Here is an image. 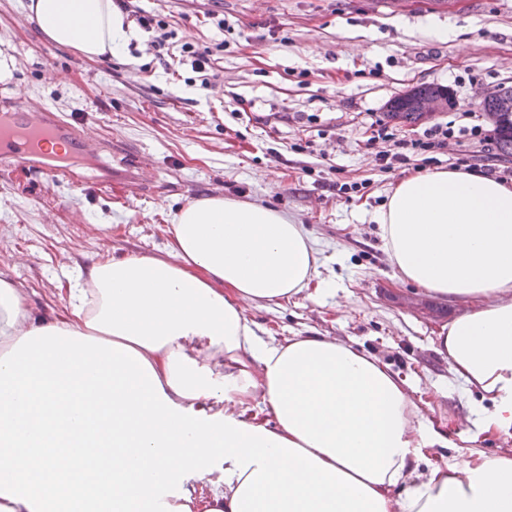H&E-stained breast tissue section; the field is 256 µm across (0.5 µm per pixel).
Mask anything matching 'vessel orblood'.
Returning <instances> with one entry per match:
<instances>
[{
    "label": "vessel or blood",
    "mask_w": 512,
    "mask_h": 512,
    "mask_svg": "<svg viewBox=\"0 0 512 512\" xmlns=\"http://www.w3.org/2000/svg\"><path fill=\"white\" fill-rule=\"evenodd\" d=\"M87 139L84 126L64 120L45 108L0 115V156L17 166H37L50 178L69 175L70 169L67 155L47 152V145L58 141L79 150Z\"/></svg>",
    "instance_id": "obj_1"
}]
</instances>
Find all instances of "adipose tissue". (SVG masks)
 <instances>
[{"mask_svg":"<svg viewBox=\"0 0 512 512\" xmlns=\"http://www.w3.org/2000/svg\"><path fill=\"white\" fill-rule=\"evenodd\" d=\"M26 10L91 61L139 36L112 0ZM372 219L401 282L469 303L437 350L485 401L477 435L512 436V185L418 172ZM169 234L67 274L48 318L0 279V512H512V454L426 462L438 439L377 354L259 336L244 305L333 289L303 224L207 196Z\"/></svg>","mask_w":512,"mask_h":512,"instance_id":"obj_1","label":"adipose tissue"}]
</instances>
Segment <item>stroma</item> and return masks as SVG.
<instances>
[{
	"instance_id": "1",
	"label": "stroma",
	"mask_w": 512,
	"mask_h": 512,
	"mask_svg": "<svg viewBox=\"0 0 512 512\" xmlns=\"http://www.w3.org/2000/svg\"><path fill=\"white\" fill-rule=\"evenodd\" d=\"M26 0H0V53L14 60L0 82V113L21 106L81 114L98 150L133 147L140 185L94 182L80 162L54 181L18 167L0 173V278L25 288L36 314L66 302L64 271L114 255H158L170 212L207 196L261 202L305 224L320 251L330 295L250 307L269 336H333L376 352L422 397L426 419L459 460L472 442L479 397L467 394L433 342L465 310L394 276L372 219L401 172L381 170L372 121L420 85L450 89L446 122L477 113L486 85L512 86V0H144L172 15L179 39L223 43L208 87L190 66L172 75L149 37L124 53L89 61L47 40ZM222 11V34L207 19ZM454 30L440 40L438 29ZM22 95H14V87ZM469 157L477 169L508 166L512 155L449 142L433 168ZM349 191H340V184Z\"/></svg>"
}]
</instances>
